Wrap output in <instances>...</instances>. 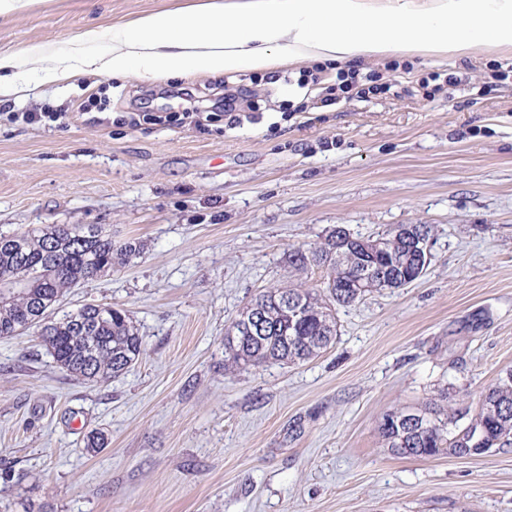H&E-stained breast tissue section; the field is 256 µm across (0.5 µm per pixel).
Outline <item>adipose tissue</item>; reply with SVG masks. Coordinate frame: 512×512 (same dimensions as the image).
Returning <instances> with one entry per match:
<instances>
[{"instance_id":"adipose-tissue-1","label":"adipose tissue","mask_w":512,"mask_h":512,"mask_svg":"<svg viewBox=\"0 0 512 512\" xmlns=\"http://www.w3.org/2000/svg\"><path fill=\"white\" fill-rule=\"evenodd\" d=\"M510 53L512 0H197L105 33L88 30L52 51L0 52V103L89 75L199 77L310 61Z\"/></svg>"}]
</instances>
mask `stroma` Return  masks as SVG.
Wrapping results in <instances>:
<instances>
[{
	"label": "stroma",
	"instance_id": "1",
	"mask_svg": "<svg viewBox=\"0 0 512 512\" xmlns=\"http://www.w3.org/2000/svg\"><path fill=\"white\" fill-rule=\"evenodd\" d=\"M192 2L35 0L0 17V51ZM508 66L362 61L376 92L329 106L300 67L82 78L0 104V225L103 224L114 244L141 242L59 310L109 303L143 338L104 384L56 368L36 331L0 339V512H512V446L399 457L379 433L387 411L443 392L476 407L512 367V79L486 81ZM460 77L449 98L421 89ZM236 90L232 112L215 108ZM191 107L199 122H179ZM400 224L435 227L423 277L337 307L336 340L311 361L225 374L224 332L252 298L320 288L289 250L337 225Z\"/></svg>",
	"mask_w": 512,
	"mask_h": 512
}]
</instances>
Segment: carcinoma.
I'll return each instance as SVG.
<instances>
[{"instance_id": "carcinoma-1", "label": "carcinoma", "mask_w": 512, "mask_h": 512, "mask_svg": "<svg viewBox=\"0 0 512 512\" xmlns=\"http://www.w3.org/2000/svg\"><path fill=\"white\" fill-rule=\"evenodd\" d=\"M395 281L421 272L405 238L390 229L378 236ZM364 238L330 231L318 246L288 252V267L306 273L325 269L326 294L288 285L271 288L243 308L224 333V372L267 363H299L317 357L336 337L335 306H349L382 289L352 288L349 278L359 267ZM138 241L112 243L103 224H49L26 231L0 228V339L36 327L55 366L90 382L123 375L143 353V340L126 311L110 304H86L54 316L69 288L94 279V273L126 264L140 253ZM295 301V308L283 304ZM430 403L386 413L379 425L385 446L399 457L441 454L460 458V448L512 445V369L481 392L474 415Z\"/></svg>"}]
</instances>
